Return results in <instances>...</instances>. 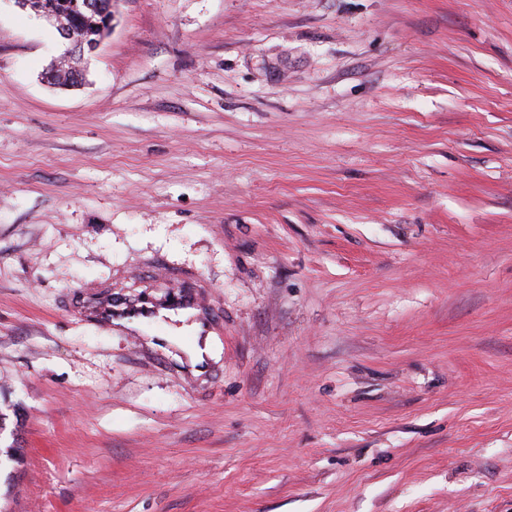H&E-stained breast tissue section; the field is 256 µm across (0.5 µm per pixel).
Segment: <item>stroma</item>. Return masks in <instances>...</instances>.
I'll use <instances>...</instances> for the list:
<instances>
[{"label": "stroma", "instance_id": "35a3bbf8", "mask_svg": "<svg viewBox=\"0 0 512 512\" xmlns=\"http://www.w3.org/2000/svg\"><path fill=\"white\" fill-rule=\"evenodd\" d=\"M0 0V512H512V0ZM208 284L209 374L83 285ZM56 1H65L66 4L61 5L63 14L59 15L55 20L54 25L56 28H73L76 32L75 35L79 36L80 34L77 30L90 26L91 22L101 21L99 18L89 17L87 14H101L103 16L102 22H99L96 27L90 30H86L83 32V35L78 39H73V36L70 34L68 30L60 29V35L64 40H67L69 44L72 46L70 50V46L65 52V56H69L72 51H76L77 49H81L85 53V49L88 51H93L97 48L100 43L104 39L105 33H110L112 30V21L114 18V9L112 8V13H102L101 5L99 2L95 0H84V3L81 5L82 0H56ZM74 2L76 5L74 6ZM83 11L87 14H84Z\"/></svg>", "mask_w": 512, "mask_h": 512}]
</instances>
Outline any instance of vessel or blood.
Returning <instances> with one entry per match:
<instances>
[{
  "label": "vessel or blood",
  "instance_id": "obj_1",
  "mask_svg": "<svg viewBox=\"0 0 512 512\" xmlns=\"http://www.w3.org/2000/svg\"><path fill=\"white\" fill-rule=\"evenodd\" d=\"M82 303L88 316L100 326L108 329L120 326L138 335L153 333L162 350L171 346L164 336L163 324L175 317L182 318L185 325L192 327L197 346L202 350L195 361V369L210 370L212 360L205 347L209 337L216 335L218 325L208 313L210 302L207 296L200 291L189 288L162 302L150 298L127 300L112 291L110 285L92 284L84 289Z\"/></svg>",
  "mask_w": 512,
  "mask_h": 512
}]
</instances>
